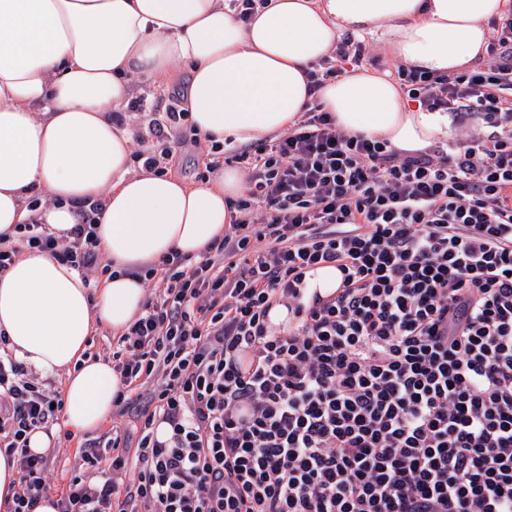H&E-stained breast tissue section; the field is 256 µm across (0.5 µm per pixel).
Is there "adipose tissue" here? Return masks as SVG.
Wrapping results in <instances>:
<instances>
[{
	"mask_svg": "<svg viewBox=\"0 0 512 512\" xmlns=\"http://www.w3.org/2000/svg\"><path fill=\"white\" fill-rule=\"evenodd\" d=\"M512 0H267L249 22L227 0H0V235L30 219L63 232L76 202L104 198L98 247L113 272L98 288L52 255L21 254L0 274V331L41 375L67 371L64 424L97 429L119 383L84 358L94 325L120 332L145 301L140 271L176 250L200 256L223 236L239 169L189 185L134 168L135 130L112 120L129 74L166 85L191 76L185 99L201 141L269 138L318 98L339 129L414 155L447 139L451 119L409 102L387 74L360 66L310 95L305 70L343 34L385 38L397 62L446 75L483 56L488 23Z\"/></svg>",
	"mask_w": 512,
	"mask_h": 512,
	"instance_id": "ef3b65f1",
	"label": "adipose tissue"
}]
</instances>
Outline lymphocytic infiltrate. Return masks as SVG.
<instances>
[{
  "label": "lymphocytic infiltrate",
  "mask_w": 512,
  "mask_h": 512,
  "mask_svg": "<svg viewBox=\"0 0 512 512\" xmlns=\"http://www.w3.org/2000/svg\"><path fill=\"white\" fill-rule=\"evenodd\" d=\"M348 35L306 74L311 91L359 64ZM404 94L455 118L458 149L405 156L346 134L319 101L272 142L237 154L249 182L204 259L171 252L117 339L113 399L135 428L87 440L59 491L29 449L64 404L0 333V454L20 473L0 512H512V12L491 22L471 72L396 69ZM160 169L184 113L132 97ZM104 199L75 206L66 234L31 222L0 237V273L37 249L100 270ZM336 268L329 296L309 272ZM287 323L270 320L274 307ZM166 425L158 438L157 425Z\"/></svg>",
  "instance_id": "lymphocytic-infiltrate-1"
}]
</instances>
